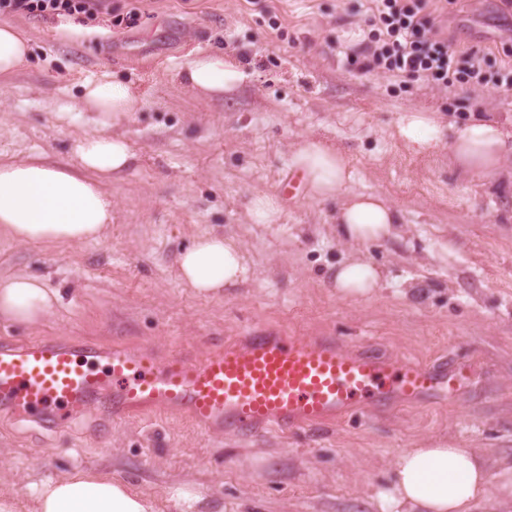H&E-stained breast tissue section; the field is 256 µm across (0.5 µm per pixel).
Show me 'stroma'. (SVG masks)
Masks as SVG:
<instances>
[{"mask_svg": "<svg viewBox=\"0 0 512 512\" xmlns=\"http://www.w3.org/2000/svg\"><path fill=\"white\" fill-rule=\"evenodd\" d=\"M367 0H106L80 32L55 16L16 14L33 49L22 71L0 77V161L38 156L73 165L93 115L73 111L81 84L104 72L136 86L144 106L120 132L137 161L109 187L106 238L48 249L0 236V275L45 277L62 301L42 322L0 318V336L76 337L159 354L204 352L270 329L324 335L417 364L472 363L475 382L454 401L383 409L293 434L248 438L203 433L177 415L108 425L87 412L70 426L0 416V487L26 497L30 480L103 470L149 494L190 481L224 512H381L379 492L396 455L443 440L479 449L488 468L512 456V192L460 176L447 151L414 155L392 137L399 112L441 119L512 116V92L447 89L376 69L346 67L338 44L356 43ZM448 34L512 56V20L498 0H455ZM224 52L249 73L209 98L176 78L199 53ZM306 137L347 151L353 190L382 196L407 232L361 247L386 282L368 300L339 297L331 277L345 248L336 200L311 201L288 186V149ZM277 193L276 224L247 204ZM241 240L255 276L199 295L183 288L177 259L205 233ZM448 243V260L427 251Z\"/></svg>", "mask_w": 512, "mask_h": 512, "instance_id": "35a3bbf8", "label": "stroma"}]
</instances>
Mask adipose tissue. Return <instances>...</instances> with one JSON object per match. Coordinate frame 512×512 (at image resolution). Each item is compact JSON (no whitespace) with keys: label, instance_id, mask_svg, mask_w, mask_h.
I'll use <instances>...</instances> for the list:
<instances>
[{"label":"adipose tissue","instance_id":"adipose-tissue-1","mask_svg":"<svg viewBox=\"0 0 512 512\" xmlns=\"http://www.w3.org/2000/svg\"><path fill=\"white\" fill-rule=\"evenodd\" d=\"M30 52L23 31L0 23V74L20 69ZM246 72L223 54H199L178 72L182 86L220 97L246 80ZM143 101L133 86L110 73L87 80L76 111L94 115L95 129L74 148L78 167L32 157L0 164V235L17 243L47 246L103 240L112 222V198L105 184L120 181L136 154L117 134ZM396 137L413 153L448 150L463 173L512 187V118L484 112L462 124L444 123L435 113H399ZM289 164L314 200L338 199L336 238L351 249L332 275L337 295L360 302L376 294L385 272L360 258L357 249L371 242L400 238L399 212L381 196L350 188L354 170L348 155L321 139L293 146ZM254 272L241 243L220 233L199 236L178 258V279L201 294L235 288ZM60 301L58 291L39 276L18 273L0 278V317L19 324L42 320ZM30 512H223L192 483L159 499L106 472L76 470L28 485ZM383 512H474L478 503L495 499L512 503V459L489 473L478 450L437 442L406 448L395 458L387 488L379 494Z\"/></svg>","mask_w":512,"mask_h":512}]
</instances>
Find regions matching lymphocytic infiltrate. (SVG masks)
<instances>
[{
  "mask_svg": "<svg viewBox=\"0 0 512 512\" xmlns=\"http://www.w3.org/2000/svg\"><path fill=\"white\" fill-rule=\"evenodd\" d=\"M362 40L346 55L349 66L378 69L445 88L474 82L512 90V62L492 51L454 45L441 30L442 11L434 0H369ZM104 0H0V14L26 13L93 19Z\"/></svg>",
  "mask_w": 512,
  "mask_h": 512,
  "instance_id": "obj_1",
  "label": "lymphocytic infiltrate"
}]
</instances>
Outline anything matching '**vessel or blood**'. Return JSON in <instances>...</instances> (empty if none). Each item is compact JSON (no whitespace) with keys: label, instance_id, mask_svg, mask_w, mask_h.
<instances>
[{"label":"vessel or blood","instance_id":"obj_1","mask_svg":"<svg viewBox=\"0 0 512 512\" xmlns=\"http://www.w3.org/2000/svg\"><path fill=\"white\" fill-rule=\"evenodd\" d=\"M474 376L468 363L415 364L332 336L252 330L199 357L1 338L0 414L57 425L94 406L111 422L174 411L206 432L292 433L347 417L363 398L383 407L458 399Z\"/></svg>","mask_w":512,"mask_h":512}]
</instances>
